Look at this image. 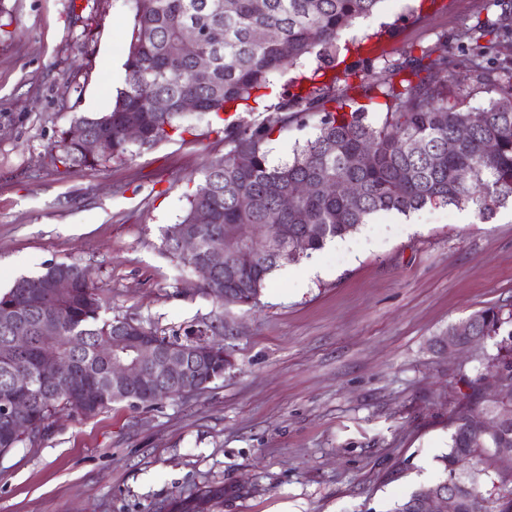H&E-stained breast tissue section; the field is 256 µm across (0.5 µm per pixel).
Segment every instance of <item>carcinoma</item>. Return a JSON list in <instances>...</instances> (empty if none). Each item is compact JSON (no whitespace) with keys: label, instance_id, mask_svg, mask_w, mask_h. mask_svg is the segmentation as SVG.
Listing matches in <instances>:
<instances>
[{"label":"carcinoma","instance_id":"obj_1","mask_svg":"<svg viewBox=\"0 0 512 512\" xmlns=\"http://www.w3.org/2000/svg\"><path fill=\"white\" fill-rule=\"evenodd\" d=\"M134 25L125 62V79L116 89L110 111L80 115L74 124L111 141L109 152L92 159L81 143L63 133L52 150L64 164L95 166L103 160L121 158L130 146H152L185 127L192 118L219 116L243 109L251 111L268 88L271 78L286 68L315 56L311 75L287 81V106L298 113L319 115L317 132L296 148L287 162L268 164L265 141L272 127L224 128L231 148L205 169L204 182L213 186L206 196H190L181 221L167 229L166 251L187 269L203 261L214 248L227 245L228 237H243L255 225H269L273 234L288 226V244L281 251L267 249L265 241L234 250L231 270H219L204 293L222 300L224 290L235 297L236 306H253L269 276L283 264L322 250L327 242L343 238L381 212L409 215L428 204L462 208L475 206L477 216L487 221L498 209L512 202V67L490 57L494 46L487 37L497 32L493 23H478L468 29L471 43L469 64L448 68V43L441 41L419 56L405 55L386 68L384 78L354 85L352 70L316 85V77L337 67L338 40L355 20L371 16L382 0H133ZM223 39L215 42L211 33ZM196 40L200 53L210 60L205 71L196 69L193 58L182 52L185 40ZM486 40L481 44L480 40ZM437 60L427 61L432 55ZM489 94L484 106L475 109L470 99L476 91ZM162 98L163 112L153 109ZM196 101L197 111L182 110L184 99ZM371 111L383 113L381 123L368 121ZM470 126V136L459 139L457 129ZM137 126L142 139L128 142L124 129ZM365 150L357 165L348 158ZM358 184L359 193L348 197L332 190L333 184ZM306 182L311 193L281 208L280 199L297 183ZM206 210L210 220L195 226L197 212ZM196 232L200 249L191 256L177 252V235L185 228ZM51 294L41 305L33 300L39 291ZM10 308L14 320H0V394L12 393L24 403V415L33 424L24 438L4 437L0 448L11 451L31 445L49 431L53 418L68 411L93 416L116 402L132 406L152 405L148 386L167 381L154 372L147 386L115 390L110 380L112 337L144 332L155 348H177L189 357L193 373L197 355L211 351L220 334L221 316L204 320L185 341L160 336L150 327L124 317L104 316L105 308L89 267L77 261L58 262L40 274L22 276L0 294V311ZM56 332H41L44 319ZM477 333L493 337L512 324V313L489 307L472 314ZM30 337L31 347L17 357L13 336ZM48 354L74 364L70 382L80 391L90 384L99 390V404L91 409L76 398L56 393L45 369ZM31 377L26 391L13 387L18 373ZM485 372L512 382V330L498 344ZM503 411L500 404L482 399L477 387L458 404L448 453L438 458L439 474L434 488L454 487L460 493L458 512H512V486L484 494L481 484L490 477V466L501 448H512V424L494 434H476L468 422L484 414L492 419ZM468 458L482 467L464 468ZM424 489L411 492L394 503L389 512H421ZM224 489L202 492L182 501L174 512H218Z\"/></svg>","mask_w":512,"mask_h":512}]
</instances>
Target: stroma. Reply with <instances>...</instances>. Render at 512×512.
Returning <instances> with one entry per match:
<instances>
[{"label":"stroma","instance_id":"obj_1","mask_svg":"<svg viewBox=\"0 0 512 512\" xmlns=\"http://www.w3.org/2000/svg\"><path fill=\"white\" fill-rule=\"evenodd\" d=\"M382 0L374 48L341 53L380 77L385 62L497 19L492 0ZM376 16V17H377ZM0 293L56 262L89 264L107 316L184 337L223 315L233 358L187 397L91 416L58 414L35 445L0 457V512H170L224 489L221 512H388L438 476L451 418L497 338L450 354L449 325L512 305V206L487 223L428 205L381 214L342 247L276 270L257 307L225 306L164 252L226 123L271 125L265 147L292 158L318 118L271 104L103 166L65 165L50 146L82 114L109 111L134 24L130 0H0Z\"/></svg>","mask_w":512,"mask_h":512}]
</instances>
